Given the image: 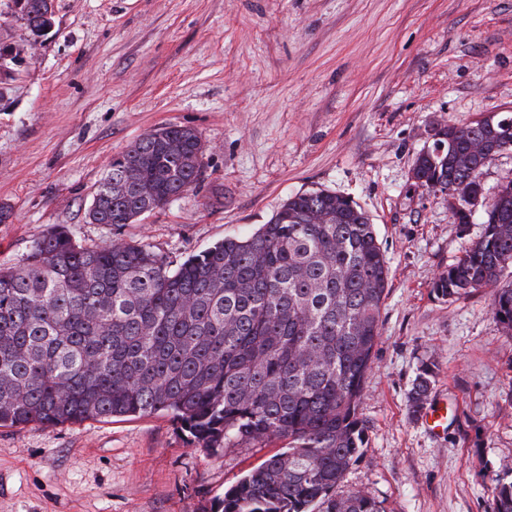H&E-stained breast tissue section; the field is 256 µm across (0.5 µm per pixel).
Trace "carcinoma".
Masks as SVG:
<instances>
[{"label": "carcinoma", "instance_id": "cac0c4a2", "mask_svg": "<svg viewBox=\"0 0 512 512\" xmlns=\"http://www.w3.org/2000/svg\"><path fill=\"white\" fill-rule=\"evenodd\" d=\"M34 43L46 0L20 15ZM453 147L420 153L422 186L484 189L474 141L512 150V131L451 127ZM204 144L181 125L152 130L112 158L86 217L132 224L194 188ZM482 236L433 282L454 301L487 291L512 331V179L498 186ZM389 266L355 201L297 193L248 237L230 236L176 262L116 238L82 245L60 225L13 264L0 263V427L166 412L199 447L285 440L217 499L212 512H384L336 486L361 456L358 408L381 331ZM434 365L409 393L427 404ZM493 512H512V469L495 480Z\"/></svg>", "mask_w": 512, "mask_h": 512}]
</instances>
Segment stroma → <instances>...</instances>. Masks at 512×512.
Segmentation results:
<instances>
[{
	"label": "stroma",
	"instance_id": "1",
	"mask_svg": "<svg viewBox=\"0 0 512 512\" xmlns=\"http://www.w3.org/2000/svg\"><path fill=\"white\" fill-rule=\"evenodd\" d=\"M36 49L0 0V263L50 225L176 258L246 237L289 196L325 188L369 215L389 261L360 404L361 456L336 493L384 512H492L512 468V332L489 293L447 301L435 277L479 239L413 162L438 125L512 111V0H54ZM194 128L197 187L119 227L86 211L112 157L158 127ZM443 430L412 413L423 363ZM281 442L212 453L163 412L0 428V512H209Z\"/></svg>",
	"mask_w": 512,
	"mask_h": 512
}]
</instances>
